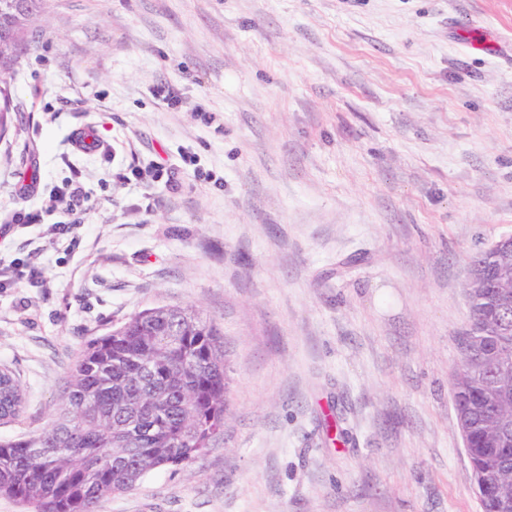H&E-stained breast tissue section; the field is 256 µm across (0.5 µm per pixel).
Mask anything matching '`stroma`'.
<instances>
[{
    "instance_id": "1",
    "label": "stroma",
    "mask_w": 512,
    "mask_h": 512,
    "mask_svg": "<svg viewBox=\"0 0 512 512\" xmlns=\"http://www.w3.org/2000/svg\"><path fill=\"white\" fill-rule=\"evenodd\" d=\"M28 44L0 139L27 403L0 441L50 423L90 339L192 307L224 432L100 512H482L452 379L470 260L512 235V0H44ZM65 184L85 211L55 235ZM1 106H0V137L13 131L16 135L22 131L23 116L19 108H14L11 105L8 90L5 87L0 88ZM3 101V102H2Z\"/></svg>"
}]
</instances>
